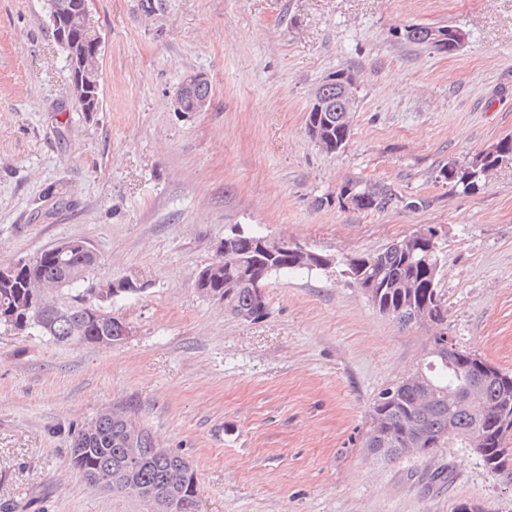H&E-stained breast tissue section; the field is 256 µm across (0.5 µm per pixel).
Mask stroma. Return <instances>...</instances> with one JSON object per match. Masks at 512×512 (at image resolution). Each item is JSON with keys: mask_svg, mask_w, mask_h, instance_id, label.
Instances as JSON below:
<instances>
[{"mask_svg": "<svg viewBox=\"0 0 512 512\" xmlns=\"http://www.w3.org/2000/svg\"><path fill=\"white\" fill-rule=\"evenodd\" d=\"M100 109L71 96L43 0H0V265L64 239L95 280H131L123 343L68 346L0 330V512H146L70 464L74 432L130 406L182 456L199 512H512V475L457 440L391 463L365 448L381 391L428 360L433 327L378 312L339 265L273 274L266 315L200 295L238 227L340 258L428 226L446 253L442 326L512 372V161L474 193L437 181L512 134V0H93ZM453 25L452 55L405 27ZM354 72L352 135L305 132L314 89ZM204 74L199 112L175 92ZM391 187L383 211L340 207L346 182Z\"/></svg>", "mask_w": 512, "mask_h": 512, "instance_id": "obj_1", "label": "stroma"}]
</instances>
